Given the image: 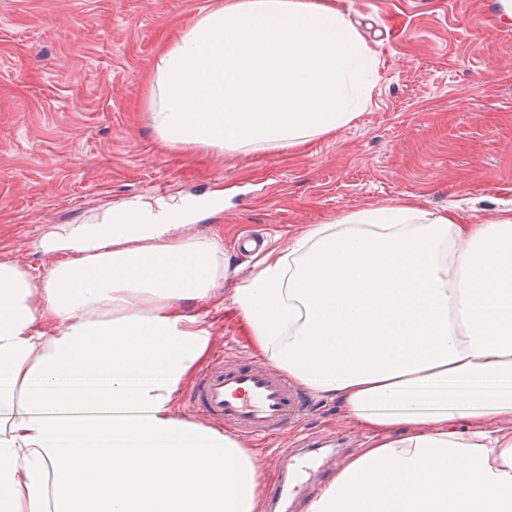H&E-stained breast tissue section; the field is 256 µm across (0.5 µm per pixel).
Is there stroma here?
Returning a JSON list of instances; mask_svg holds the SVG:
<instances>
[{
    "mask_svg": "<svg viewBox=\"0 0 512 512\" xmlns=\"http://www.w3.org/2000/svg\"><path fill=\"white\" fill-rule=\"evenodd\" d=\"M223 0H0V259L42 269L54 226L82 224L110 204L204 198L191 234L224 238L229 294L256 257L253 234L288 249L309 224L365 208L455 207L478 224L512 211V27L496 0H336L377 63L359 116L296 152L167 148L148 108L159 52ZM363 432L336 403L312 408L275 437L249 440L266 472L315 454L289 505L303 512Z\"/></svg>",
    "mask_w": 512,
    "mask_h": 512,
    "instance_id": "1",
    "label": "stroma"
}]
</instances>
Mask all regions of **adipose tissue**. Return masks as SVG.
I'll use <instances>...</instances> for the list:
<instances>
[{"mask_svg":"<svg viewBox=\"0 0 512 512\" xmlns=\"http://www.w3.org/2000/svg\"><path fill=\"white\" fill-rule=\"evenodd\" d=\"M373 76L326 0H225L157 57L150 118L170 147L296 150ZM200 209L122 203L48 232L43 270L0 260V512H265L254 450L175 410L213 300L367 435L305 512H512V214L311 224L218 300L223 237L182 233Z\"/></svg>","mask_w":512,"mask_h":512,"instance_id":"1","label":"adipose tissue"}]
</instances>
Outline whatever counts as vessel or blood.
I'll list each match as a JSON object with an SVG mask.
<instances>
[{
	"label": "vessel or blood",
	"mask_w": 512,
	"mask_h": 512,
	"mask_svg": "<svg viewBox=\"0 0 512 512\" xmlns=\"http://www.w3.org/2000/svg\"><path fill=\"white\" fill-rule=\"evenodd\" d=\"M189 402L208 420L256 438L274 434L309 406L291 381L267 366H238L220 356L201 375Z\"/></svg>",
	"instance_id": "vessel-or-blood-1"
}]
</instances>
